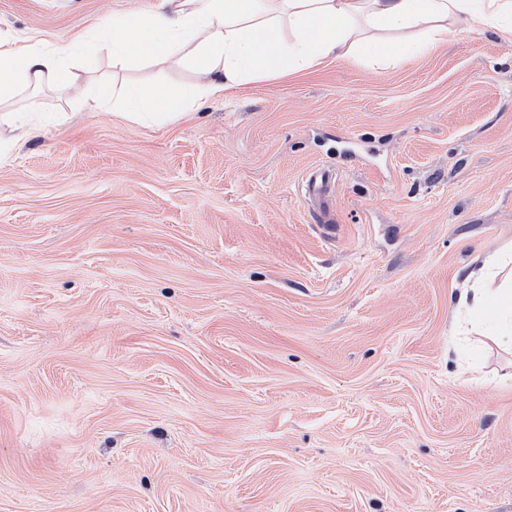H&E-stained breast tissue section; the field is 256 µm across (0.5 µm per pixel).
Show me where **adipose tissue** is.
Wrapping results in <instances>:
<instances>
[{
  "label": "adipose tissue",
  "mask_w": 512,
  "mask_h": 512,
  "mask_svg": "<svg viewBox=\"0 0 512 512\" xmlns=\"http://www.w3.org/2000/svg\"><path fill=\"white\" fill-rule=\"evenodd\" d=\"M475 21L490 32L512 28V0H156L148 16L113 18L112 62L126 65L137 53L147 63H187L196 74L193 89L103 84L93 102L103 108L119 99L124 118L134 123L172 122L199 100L251 80L306 71L331 56L393 65ZM99 50L96 38L60 46L0 33V124L18 129L20 139L31 137L35 121L13 111L14 98L44 87L74 97L76 69ZM461 275L452 296L455 327L511 351L512 244L468 262Z\"/></svg>",
  "instance_id": "1"
}]
</instances>
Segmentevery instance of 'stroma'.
Instances as JSON below:
<instances>
[{
    "label": "stroma",
    "mask_w": 512,
    "mask_h": 512,
    "mask_svg": "<svg viewBox=\"0 0 512 512\" xmlns=\"http://www.w3.org/2000/svg\"><path fill=\"white\" fill-rule=\"evenodd\" d=\"M155 3L0 0V29L65 43ZM77 77L196 82L104 52ZM17 106L44 126L0 164V512H512V385L448 359L460 267L512 242L511 34L171 123ZM307 188L310 198L319 206L321 214L329 217L336 191V170L327 166L314 168L309 173Z\"/></svg>",
    "instance_id": "35a3bbf8"
}]
</instances>
